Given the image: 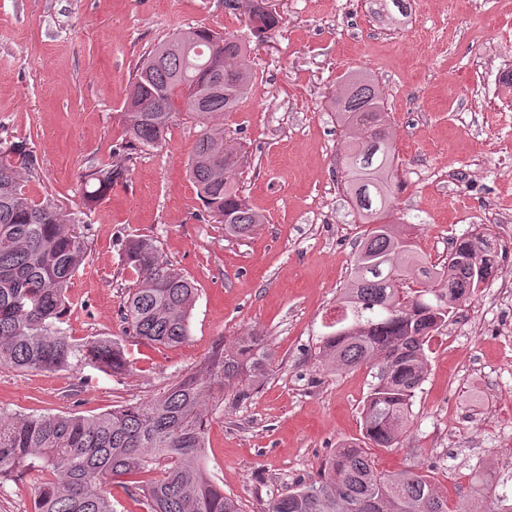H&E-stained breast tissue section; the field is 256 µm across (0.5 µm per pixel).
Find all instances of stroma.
Returning a JSON list of instances; mask_svg holds the SVG:
<instances>
[{
  "label": "stroma",
  "instance_id": "stroma-1",
  "mask_svg": "<svg viewBox=\"0 0 512 512\" xmlns=\"http://www.w3.org/2000/svg\"><path fill=\"white\" fill-rule=\"evenodd\" d=\"M280 26L253 56L254 86L218 117L242 161L236 181L266 221L228 241L187 174L200 127L176 117L165 143H128L126 88L145 52L206 27L249 38L246 0H0V141L20 142L38 201L77 213L90 249L67 290L73 336L117 339L133 370L19 372L0 366V409L91 416L142 402L196 372L217 340L267 336L268 379L249 399L209 405L206 465L242 512L320 471L337 446L362 438L366 369L335 372L315 349L364 231L341 184L344 137L329 107L354 71L377 82L393 128L394 214L435 262L454 239L491 225L499 267L512 268V0H412L393 27L368 0H267ZM123 168L96 206L79 175ZM157 240L193 279L191 336L177 348L125 332L130 236ZM493 275L431 341L401 448L380 469L429 474L450 505L478 512L474 472L512 481V302Z\"/></svg>",
  "mask_w": 512,
  "mask_h": 512
}]
</instances>
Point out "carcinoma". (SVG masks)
Returning <instances> with one entry per match:
<instances>
[{"instance_id":"carcinoma-1","label":"carcinoma","mask_w":512,"mask_h":512,"mask_svg":"<svg viewBox=\"0 0 512 512\" xmlns=\"http://www.w3.org/2000/svg\"><path fill=\"white\" fill-rule=\"evenodd\" d=\"M247 26L259 41L280 21L250 0ZM382 19L406 17L410 0H372ZM249 44L201 27L177 33L145 53L124 102L129 138L143 146L166 141L178 112L205 125L233 112L251 93ZM336 122L349 139L343 190L370 225L356 245L337 310L317 357L338 371L366 368L370 391L361 412L365 444L347 442L328 457L316 478L271 498L263 512H466L450 508L430 476L418 469L383 472L368 449L400 447L413 421V398L427 378L425 347L458 308L491 278L497 247L491 233L458 238L443 263L416 250L388 221L394 197V154L376 82L355 72L331 98ZM223 136L204 131L188 163L201 200L222 217L224 236L246 237L263 215L236 187V161L217 157ZM26 147H0V366L58 372L92 367L126 374L132 363L116 341L80 342L63 327L67 288L87 256L86 237L72 214L25 191L32 172ZM123 170L90 167L82 175L85 204L102 199ZM122 260L136 274L127 286L123 320L133 335L177 347L190 337L198 288L163 255L156 240H125ZM273 355L261 336L215 345L194 374L145 402L86 417L0 412V489L27 472L39 473L30 512H114L106 486L118 483L142 512H242L236 498L212 479L205 464L209 400L246 399L267 379ZM159 471L154 480L125 478ZM484 512H512L508 490L495 491Z\"/></svg>"}]
</instances>
